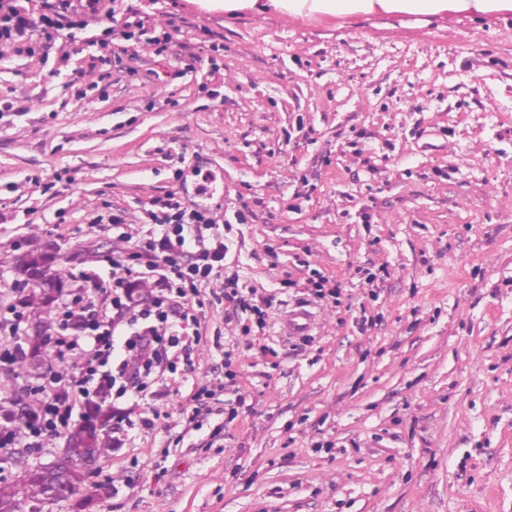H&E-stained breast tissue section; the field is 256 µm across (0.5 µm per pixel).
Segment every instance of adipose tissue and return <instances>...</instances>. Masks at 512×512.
<instances>
[{"mask_svg":"<svg viewBox=\"0 0 512 512\" xmlns=\"http://www.w3.org/2000/svg\"><path fill=\"white\" fill-rule=\"evenodd\" d=\"M208 11L232 18L245 12L293 17L350 18L378 12L431 17L448 11L512 13V0H198Z\"/></svg>","mask_w":512,"mask_h":512,"instance_id":"adipose-tissue-1","label":"adipose tissue"}]
</instances>
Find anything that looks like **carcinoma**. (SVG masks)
Masks as SVG:
<instances>
[{"instance_id": "cac0c4a2", "label": "carcinoma", "mask_w": 512, "mask_h": 512, "mask_svg": "<svg viewBox=\"0 0 512 512\" xmlns=\"http://www.w3.org/2000/svg\"><path fill=\"white\" fill-rule=\"evenodd\" d=\"M17 278L29 287L22 304L28 309L32 323L40 331V335L32 337L29 352L21 356L19 369L30 376H38L45 366V346L49 344L55 331V319L45 285L51 284L62 289L65 277L61 271L48 267L36 275L26 277L19 274ZM110 419V410L98 405L88 412L84 424L70 432L65 451L81 449L86 454L85 459L74 460L65 455L57 471L37 467L25 471V476L19 483L0 480V512H16L21 499L36 504L46 503L53 487L65 486L64 479L70 472L69 466L91 465L108 454L112 449L111 436L106 430Z\"/></svg>"}]
</instances>
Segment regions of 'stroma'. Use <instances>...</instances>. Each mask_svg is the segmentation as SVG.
I'll list each match as a JSON object with an SVG mask.
<instances>
[{
  "mask_svg": "<svg viewBox=\"0 0 512 512\" xmlns=\"http://www.w3.org/2000/svg\"><path fill=\"white\" fill-rule=\"evenodd\" d=\"M133 6L179 56L126 43L94 90L89 31L44 63L0 58V340L29 341L11 255L53 250L65 297L111 316L112 259L146 241L152 201L224 181L202 201L223 276L183 330L201 342L128 399L136 426L95 464L90 512H512V14ZM228 277L268 303L265 325L235 312ZM319 277L338 301L312 296ZM297 307L313 327L285 335ZM38 384L0 366V410L21 417ZM204 384L223 408L188 422ZM27 442L0 448V478L66 438Z\"/></svg>",
  "mask_w": 512,
  "mask_h": 512,
  "instance_id": "stroma-1",
  "label": "stroma"
}]
</instances>
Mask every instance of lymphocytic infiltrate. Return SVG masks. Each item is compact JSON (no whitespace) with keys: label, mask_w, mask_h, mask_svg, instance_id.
Wrapping results in <instances>:
<instances>
[{"label":"lymphocytic infiltrate","mask_w":512,"mask_h":512,"mask_svg":"<svg viewBox=\"0 0 512 512\" xmlns=\"http://www.w3.org/2000/svg\"><path fill=\"white\" fill-rule=\"evenodd\" d=\"M38 13L18 0H0V56L24 53L47 60L56 41L73 38L75 31L87 29L100 13L102 0H38ZM121 27L105 26L91 43L97 53L85 72L90 87L111 78L114 40H146L157 53L173 49L172 37L163 31L162 20L137 16L128 9ZM147 217L153 229L144 245L112 260V307L115 320L90 317L81 298L64 303L59 319L58 347L78 350L81 364L77 375L66 384L57 379L39 386L44 398L24 422L33 446L58 436L66 428L75 408H90L99 402L113 404V431H120L127 416L121 401L143 396L159 377L176 374L181 357L189 356L190 346L179 331L182 323L193 320V303L202 286L218 277L224 268L227 246L206 210L173 198L159 199ZM147 268L156 278L154 288L142 289L129 281L130 265ZM82 320L84 333L70 337L73 320ZM124 329L129 355L118 367H111L112 340L117 329Z\"/></svg>","instance_id":"1"}]
</instances>
